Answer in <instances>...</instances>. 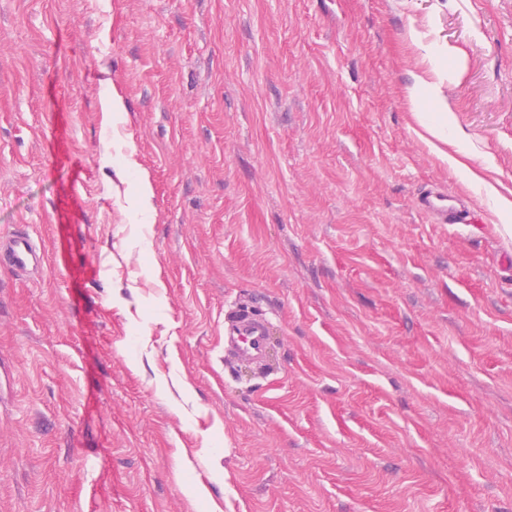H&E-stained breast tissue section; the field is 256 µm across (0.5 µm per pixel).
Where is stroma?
<instances>
[{
  "label": "stroma",
  "mask_w": 512,
  "mask_h": 512,
  "mask_svg": "<svg viewBox=\"0 0 512 512\" xmlns=\"http://www.w3.org/2000/svg\"><path fill=\"white\" fill-rule=\"evenodd\" d=\"M488 183L512 0H0V238L41 255L0 262V512H512ZM241 308L262 363L225 350ZM429 84L417 77L412 85L405 87V96L412 105V112L418 124L435 140L448 143V112H431L425 93ZM439 115V116H437ZM418 210L436 224H467L472 212L469 200L438 190H425L417 197ZM1 257L19 270H25L30 265L34 266L41 259L32 244L21 235L12 236L6 241L2 246Z\"/></svg>",
  "instance_id": "35a3bbf8"
}]
</instances>
